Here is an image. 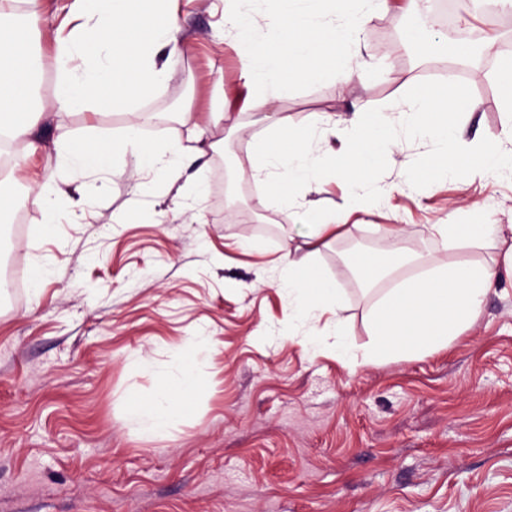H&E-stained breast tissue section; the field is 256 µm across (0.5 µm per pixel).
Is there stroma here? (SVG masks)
<instances>
[{
    "label": "stroma",
    "mask_w": 512,
    "mask_h": 512,
    "mask_svg": "<svg viewBox=\"0 0 512 512\" xmlns=\"http://www.w3.org/2000/svg\"><path fill=\"white\" fill-rule=\"evenodd\" d=\"M179 7L189 49L170 59L171 78L145 109L203 124L223 103L238 119L235 130L213 129L216 149L189 168L202 188L199 219L170 214L191 184L135 193L149 176L119 157L105 183L69 185L71 207L43 228L31 187L45 153L12 143L15 206L0 228V261L26 287L0 299V512H512L511 281L491 290L448 347L355 370L337 358L325 321H298L278 286L287 246L303 255L299 213L314 224L332 212L357 226L315 263L344 299L326 321L340 320L348 344L363 349L378 299L411 276L413 253L500 261L512 244V179L479 172L414 189L404 171L430 144L402 139L387 156L379 203H351L346 183L328 176L264 217L254 147L265 124L247 106L222 9L217 0ZM413 15L406 0H391L356 33L349 86L293 79L279 110L301 125L321 112H399L408 89L449 68L445 30L426 29L418 50L407 40ZM467 16L484 57L464 71L478 108L462 119L460 141L472 146L501 138L506 117L489 61L512 57V9L496 23ZM30 83V107L51 106L45 30L34 36ZM130 119L120 108L76 110L40 137L113 135ZM227 160L245 186L239 212L224 206ZM387 224L405 229L403 264L369 288L347 246L381 249L369 229ZM434 224H499L504 241L449 253ZM42 267L50 275L36 294ZM312 331L315 351L305 339ZM184 359L197 387L182 411L160 432L130 428L131 400L153 396L160 371Z\"/></svg>",
    "instance_id": "obj_1"
}]
</instances>
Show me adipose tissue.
<instances>
[{"label": "adipose tissue", "mask_w": 512, "mask_h": 512, "mask_svg": "<svg viewBox=\"0 0 512 512\" xmlns=\"http://www.w3.org/2000/svg\"><path fill=\"white\" fill-rule=\"evenodd\" d=\"M387 5L388 0H224V35L239 56L253 109H273L288 90L290 63L317 52L328 58L330 75L349 84L357 47L353 34L370 13ZM268 13L272 23L257 25L256 16ZM68 22L69 29H57L54 37L55 108L36 113L28 108L31 28L0 27V130L29 140L36 150L38 128L52 125L60 112H101L128 105L133 122L118 139H98L80 148L71 140L54 141L55 161L35 182L34 200L48 224L63 215L66 186L86 171L78 152L90 155L100 168L129 155L147 165L156 178L175 182L187 161L205 154L208 140L207 128L196 123L187 127L184 141L174 145L148 143L141 133L147 121L139 101L153 96L170 79L166 59L183 51L177 39L178 0H72ZM402 232L398 224L378 228L383 251H362L351 259L359 279L375 284L387 262L399 261L397 241ZM500 233L497 224L436 227L440 247L451 251L463 243L473 248L495 243ZM342 236L335 216L309 225L305 255L288 259L281 271L279 286L287 291L301 320H318L329 307L343 304L340 288L320 280L315 264L320 249ZM502 271L512 276V248L505 252L499 271L482 263L427 259L421 274L397 282L377 304L373 339L362 354L352 352L342 329H335L337 355L356 368L394 354L413 356L447 347L470 325ZM192 387L186 369L162 371L160 388L151 400L129 405L128 423L147 433L164 430Z\"/></svg>", "instance_id": "ef3b65f1"}]
</instances>
